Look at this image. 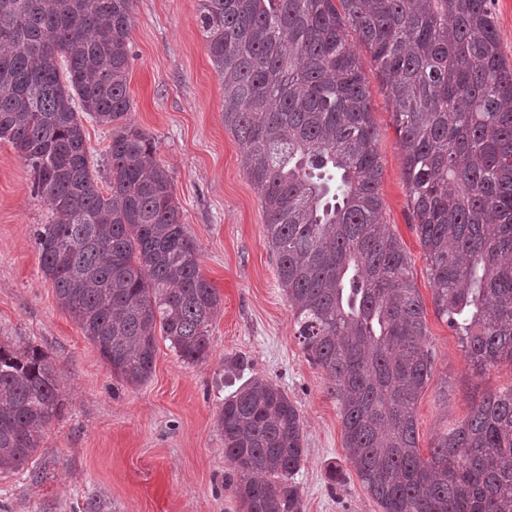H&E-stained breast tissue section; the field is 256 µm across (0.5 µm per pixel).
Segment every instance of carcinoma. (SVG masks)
<instances>
[{"mask_svg": "<svg viewBox=\"0 0 512 512\" xmlns=\"http://www.w3.org/2000/svg\"><path fill=\"white\" fill-rule=\"evenodd\" d=\"M224 126L262 192L265 240L308 360L333 382L346 461L382 512H512V384L423 456L433 355L409 258L383 222L382 167L355 34L389 103L433 304L476 369L512 362V67L491 0H199ZM134 0H0V140L54 215L35 227L59 304L129 386L157 336L209 356L221 298L172 176L126 123ZM112 131L105 182L82 116ZM64 403L53 362L0 345V471L27 466ZM245 512H303L298 407L248 378L224 399Z\"/></svg>", "mask_w": 512, "mask_h": 512, "instance_id": "obj_1", "label": "carcinoma"}]
</instances>
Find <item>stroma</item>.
Segmentation results:
<instances>
[{"mask_svg": "<svg viewBox=\"0 0 512 512\" xmlns=\"http://www.w3.org/2000/svg\"><path fill=\"white\" fill-rule=\"evenodd\" d=\"M198 8L199 0H136L127 121L155 140L156 159L173 178L182 221L200 250L201 272L220 294L212 350L202 363L188 364L161 340L145 384L131 387L113 376L41 271L33 230L53 214L34 193L27 166L0 142V344L47 353L64 403L31 468L0 472V512H243L224 482L231 468L218 415L250 374L279 385L302 416L307 454L295 480L304 512H381L345 462L331 382L294 336L264 241L261 196L224 126V82L209 58ZM365 78L383 217L410 259L433 351L432 375L416 406L425 452L488 394L512 384V363L474 369L437 315L391 109L374 70ZM236 356L247 359L248 372L228 369ZM333 466L342 478L332 485Z\"/></svg>", "mask_w": 512, "mask_h": 512, "instance_id": "1", "label": "stroma"}]
</instances>
